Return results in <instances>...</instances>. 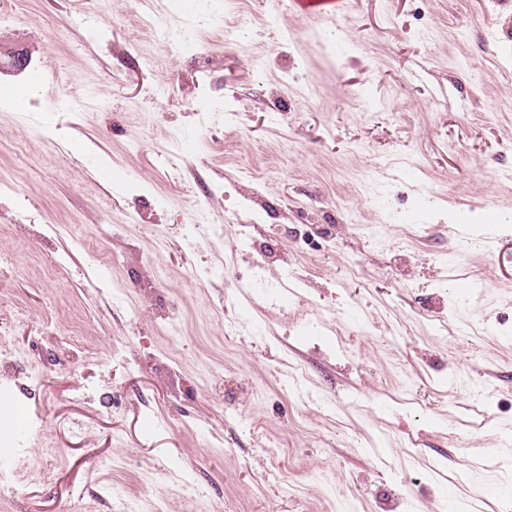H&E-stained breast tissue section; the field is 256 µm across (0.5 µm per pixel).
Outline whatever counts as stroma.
I'll use <instances>...</instances> for the list:
<instances>
[{"label":"stroma","mask_w":512,"mask_h":512,"mask_svg":"<svg viewBox=\"0 0 512 512\" xmlns=\"http://www.w3.org/2000/svg\"><path fill=\"white\" fill-rule=\"evenodd\" d=\"M1 13L0 512H512V0ZM295 8L311 16L338 15L346 7L345 0H293Z\"/></svg>","instance_id":"1"}]
</instances>
